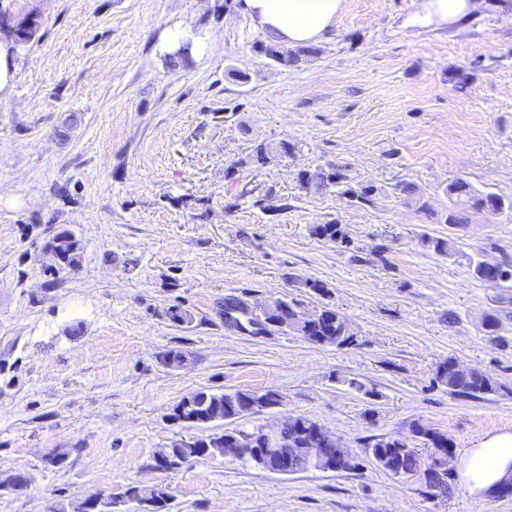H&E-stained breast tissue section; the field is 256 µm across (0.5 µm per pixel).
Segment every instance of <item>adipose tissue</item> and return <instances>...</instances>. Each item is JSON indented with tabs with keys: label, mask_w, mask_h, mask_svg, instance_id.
<instances>
[{
	"label": "adipose tissue",
	"mask_w": 512,
	"mask_h": 512,
	"mask_svg": "<svg viewBox=\"0 0 512 512\" xmlns=\"http://www.w3.org/2000/svg\"><path fill=\"white\" fill-rule=\"evenodd\" d=\"M483 6V0H425L417 20L452 24ZM344 0H243L256 26L278 42L307 45L321 40L336 25ZM456 468L463 490L474 500L488 498L497 485L512 479V431L479 436L460 455Z\"/></svg>",
	"instance_id": "obj_1"
}]
</instances>
